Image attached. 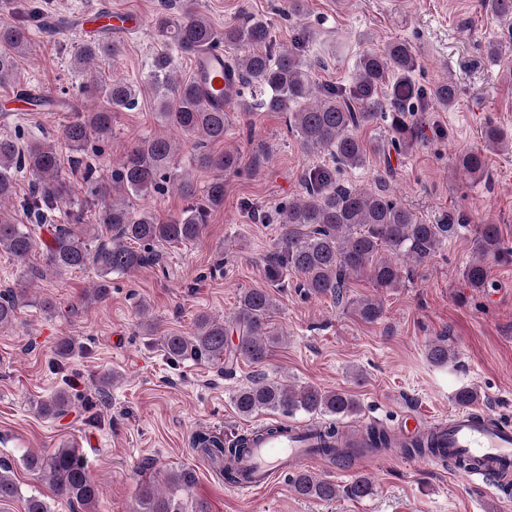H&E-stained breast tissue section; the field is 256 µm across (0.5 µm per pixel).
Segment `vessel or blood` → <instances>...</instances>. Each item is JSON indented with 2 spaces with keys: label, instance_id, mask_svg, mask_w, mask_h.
I'll return each instance as SVG.
<instances>
[{
  "label": "vessel or blood",
  "instance_id": "obj_1",
  "mask_svg": "<svg viewBox=\"0 0 512 512\" xmlns=\"http://www.w3.org/2000/svg\"><path fill=\"white\" fill-rule=\"evenodd\" d=\"M87 22L96 30L109 25L116 31L144 24L141 17L118 10L91 14ZM394 431L405 441L433 439L437 452L431 455V463L464 458L467 465L461 473L469 479L512 476V423L489 411L462 410L435 427L425 425L417 414L409 412L402 416ZM320 445L316 426L285 425L283 431L253 442L237 465L238 480L229 483L228 488L249 494L268 487L314 460Z\"/></svg>",
  "mask_w": 512,
  "mask_h": 512
}]
</instances>
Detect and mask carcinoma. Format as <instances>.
Here are the masks:
<instances>
[{
	"label": "carcinoma",
	"mask_w": 512,
	"mask_h": 512,
	"mask_svg": "<svg viewBox=\"0 0 512 512\" xmlns=\"http://www.w3.org/2000/svg\"><path fill=\"white\" fill-rule=\"evenodd\" d=\"M175 18L160 15L156 20L164 48L154 53L147 73L136 80L106 79L90 73L91 65L122 55L119 42L98 40L81 43L71 59V70L82 77L77 94L82 110L59 135L42 133L26 142L17 135L0 134V249L19 260L38 248L45 250L47 266L56 271L91 267L98 281L85 299L100 302L110 290L111 276L142 268L157 259L158 243L189 244L202 234L210 210L224 205V177L214 179L204 196L192 203L175 222H162L148 211H135L125 205L123 194L145 197L159 193L172 182L186 197H196L194 186L177 174L175 143L163 133L149 134L128 150L112 166L108 175L83 162L82 153L93 138L112 134V113L138 107L142 89L149 88L157 103V116L168 129L197 138L195 162L219 172H234L241 164L237 149L221 153L207 146L224 142L233 125L231 114L246 117L255 111L282 112L291 130L297 133L306 154H327L332 164L314 166L303 174V192L270 212L258 214L265 224L279 225V234L265 261L268 285L283 288L288 276L301 277L298 287L305 294L329 296L338 305H354L366 323L383 316L381 303L372 297L351 300L346 288L352 277H365L378 288H395L403 278L402 258L423 263L445 242L458 235L463 225L448 218L440 224H427L395 199L380 190L352 189L337 179L341 170L361 168L370 149L390 148L407 154L419 142L421 130L417 112L436 104L452 109L459 98L457 84L448 78L425 90L412 79L417 57L405 41H393L382 51L364 52L347 86H320L312 75L308 48L315 31L304 27L294 41L277 47L271 24L247 14L218 31L199 12L197 0H179ZM496 18L512 22V0H481ZM32 24H17L0 16V85L22 84L18 58L25 55L38 33L51 31L43 14L30 12ZM231 47L237 53L225 58L224 70L234 94L224 105L206 101L201 80L183 79L177 74V60L196 58L206 51ZM385 124L390 141L368 147L361 136L364 128ZM487 146L494 148L507 139L493 122L483 129ZM71 156L70 170L79 173L84 203L95 206V221L112 232L107 242L91 247L83 230L84 209L67 206L71 186L63 176L62 149ZM455 165L480 179L485 174V156L480 150L460 152ZM30 177V191L20 200L32 224H16L6 206L17 194L19 178ZM48 231L50 239L40 236ZM139 248H134V245ZM478 257L469 262L463 278L469 287H486L489 270L485 259L512 257V248L499 235L495 224H482L475 237ZM23 298V289L0 293V328L13 323ZM273 298L265 288H248L239 297L237 311L228 326L222 320L201 315L189 335L169 334L161 346L171 359L194 358L225 369L238 359L265 363L272 348L281 342L270 327ZM238 341L227 343L230 329ZM66 390L54 392L39 404L45 416H62L69 406ZM239 415L251 417L259 411H278L285 416L297 413L342 419L359 412L358 402L347 392L326 391L315 386L290 388L278 381L261 378L239 389L234 396ZM337 426L323 427V445L316 452L336 459L343 449L335 446ZM194 447L219 467L227 482L238 478L233 463L247 448V438L231 444L200 431ZM23 464L48 483L58 501L96 508L100 490L92 479L86 461L75 448H58L50 454L32 453ZM11 468L0 465V499L19 495L10 475ZM165 492L157 480L143 479L138 486L132 512H210L199 500L189 505L173 491L186 490L195 482L190 469L163 470ZM294 491L306 498L331 500L340 493L349 498H365L373 493L366 476H357L343 489L336 483L300 470L291 477Z\"/></svg>",
	"instance_id": "1"
}]
</instances>
